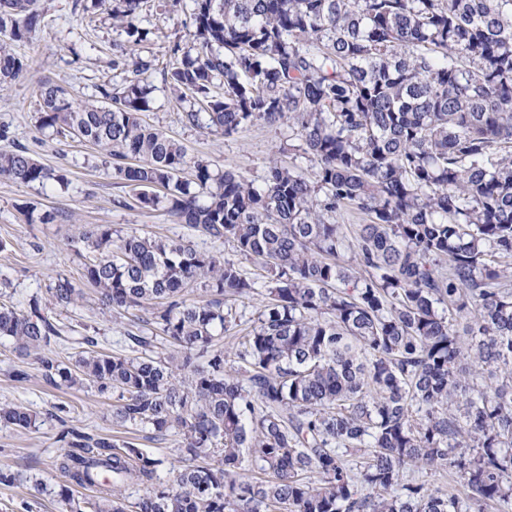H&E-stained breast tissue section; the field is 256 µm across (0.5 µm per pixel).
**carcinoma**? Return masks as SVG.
Masks as SVG:
<instances>
[{
  "label": "carcinoma",
  "mask_w": 512,
  "mask_h": 512,
  "mask_svg": "<svg viewBox=\"0 0 512 512\" xmlns=\"http://www.w3.org/2000/svg\"><path fill=\"white\" fill-rule=\"evenodd\" d=\"M151 2L112 0L134 45ZM37 3L0 0L1 91L26 70L13 45ZM193 5L191 45L174 44L163 73L190 102L185 124L230 136L286 123L311 170L273 161L257 185L190 157L143 119L140 57L100 104L42 86L40 127L94 146L140 209L267 272L260 286L190 241L92 225L75 240L84 279L115 313L150 305L157 333L128 329L112 355L81 336L70 366L38 298L0 305V339L48 384L93 383L115 394L116 426L181 437L185 464L165 484L134 442L75 435L56 460L61 498L94 487V512H127L123 491L142 485L135 512H512V0ZM0 179L68 183L22 147L0 153ZM347 208L366 217L351 235L336 223ZM199 280L206 299L189 303ZM49 292L62 308L81 298L62 276ZM245 297L257 318L223 346ZM0 422L36 417L4 404ZM437 469L468 494L405 479Z\"/></svg>",
  "instance_id": "carcinoma-1"
}]
</instances>
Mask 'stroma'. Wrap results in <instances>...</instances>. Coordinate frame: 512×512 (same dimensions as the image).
Returning <instances> with one entry per match:
<instances>
[{
    "instance_id": "stroma-1",
    "label": "stroma",
    "mask_w": 512,
    "mask_h": 512,
    "mask_svg": "<svg viewBox=\"0 0 512 512\" xmlns=\"http://www.w3.org/2000/svg\"><path fill=\"white\" fill-rule=\"evenodd\" d=\"M91 0H42L41 15L29 38L15 44L16 53L29 67L0 94V151L21 146L43 165L64 169L69 183L50 181L25 185L0 180V275L13 283L0 302L26 310L31 298L48 299L57 277L69 278L83 290L80 302L54 309L61 324L96 337L98 352L118 353L120 336L129 325L152 329L149 310L134 308L122 314L102 305L83 278L84 257L73 240L94 224H109L121 233L188 239L201 251H210L235 262L247 274L257 269L230 242L217 241L174 223L163 210L146 211L131 201L125 182L104 164L91 145L62 139L40 129L38 113L44 83L68 87L73 98L97 103L102 86H119L125 74L113 68L114 45L125 43V33L112 23L109 6L91 8ZM167 0H155L141 21L149 30L147 42L134 47L135 55L150 61L147 73L152 88V108L146 121L179 140L189 156L206 160L217 172L234 171L254 183H262L270 160L308 168L298 152L289 150L287 127H271L255 121L232 136L185 125L183 106L163 79L171 61L173 43L189 45L192 39L191 0L167 8ZM32 202L53 219L47 224L26 223L20 208ZM27 373L15 380L14 370ZM111 393H99L92 385L56 389L47 385L34 358L20 357L9 340L0 339V404H16L37 417L35 428L19 430L0 424V470L12 481L0 482V512H91L94 490L72 487L69 499L59 495L65 483L54 461L64 446V427L99 436H112Z\"/></svg>"
}]
</instances>
